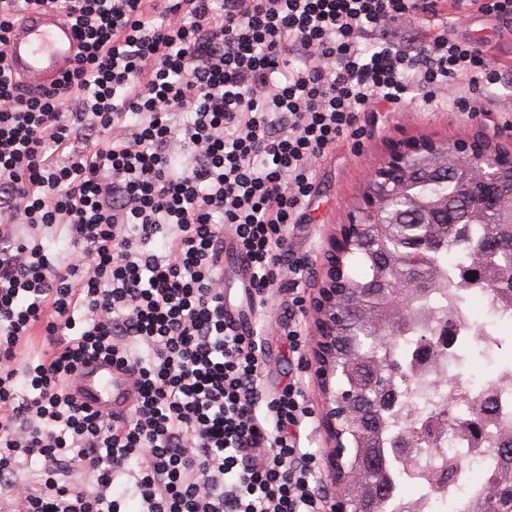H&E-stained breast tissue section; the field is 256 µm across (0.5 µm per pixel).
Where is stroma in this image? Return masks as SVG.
Masks as SVG:
<instances>
[{"instance_id":"35a3bbf8","label":"stroma","mask_w":512,"mask_h":512,"mask_svg":"<svg viewBox=\"0 0 512 512\" xmlns=\"http://www.w3.org/2000/svg\"><path fill=\"white\" fill-rule=\"evenodd\" d=\"M441 15L459 39L486 50L497 80L474 92L467 80H458L448 97L433 106L415 98L395 112L362 113L365 132L360 140L342 142L314 162V192L305 205L304 219L289 227L287 234L289 243L305 258V293H312L321 280L322 253L328 238L339 234L343 224L349 223L367 176L382 165L396 143L409 139L451 142L477 131L491 140H503L505 147L512 149V23L447 4L442 5ZM475 98L481 100L486 115L468 116L465 106ZM283 321V309L275 301L263 316L251 319L268 350L262 382L272 389L289 375L302 378L314 419L303 426L301 445L320 455L327 446V433L321 421L324 396L308 365L289 357L281 340Z\"/></svg>"}]
</instances>
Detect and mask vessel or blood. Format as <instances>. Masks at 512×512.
<instances>
[{
  "instance_id": "obj_1",
  "label": "vessel or blood",
  "mask_w": 512,
  "mask_h": 512,
  "mask_svg": "<svg viewBox=\"0 0 512 512\" xmlns=\"http://www.w3.org/2000/svg\"><path fill=\"white\" fill-rule=\"evenodd\" d=\"M79 42L72 24L57 10H30L12 28L6 46L7 61L21 83L48 89L78 59ZM68 389L91 409L112 417L130 410L137 395V380L124 365L94 359L80 366Z\"/></svg>"
}]
</instances>
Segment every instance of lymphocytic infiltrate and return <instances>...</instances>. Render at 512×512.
<instances>
[{
    "label": "lymphocytic infiltrate",
    "instance_id": "1",
    "mask_svg": "<svg viewBox=\"0 0 512 512\" xmlns=\"http://www.w3.org/2000/svg\"><path fill=\"white\" fill-rule=\"evenodd\" d=\"M35 7L60 11L75 67L30 91L5 47ZM438 0H0V500L7 512H326L301 446L299 377L260 385L265 348L224 317L218 261L232 241L262 314L286 296L301 357L305 269L286 236L311 162L364 133L361 113L434 104L491 82L485 51L447 27L415 50L365 33ZM85 148H76L78 140ZM64 229L53 255L19 226ZM164 235L167 253L147 245ZM47 348L17 366L34 332ZM107 358L138 399L107 418L66 387ZM37 458L35 484L18 479ZM84 485L69 481L73 470Z\"/></svg>",
    "mask_w": 512,
    "mask_h": 512
}]
</instances>
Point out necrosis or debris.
<instances>
[{
	"mask_svg": "<svg viewBox=\"0 0 512 512\" xmlns=\"http://www.w3.org/2000/svg\"><path fill=\"white\" fill-rule=\"evenodd\" d=\"M447 374L444 364L412 367L409 384L396 385L392 391V416L408 419L416 386L440 378L444 381L440 405L463 416L479 398H491L494 431L503 437L512 435V373H499L479 384L464 378L451 380ZM411 454L412 465L395 475L401 490L386 500V512H439L447 501L455 512H473L500 474L512 471V456H502L490 443L478 444L463 433L440 427L435 428L430 447L412 449Z\"/></svg>",
	"mask_w": 512,
	"mask_h": 512,
	"instance_id": "4bbe7bcc",
	"label": "necrosis or debris"
}]
</instances>
